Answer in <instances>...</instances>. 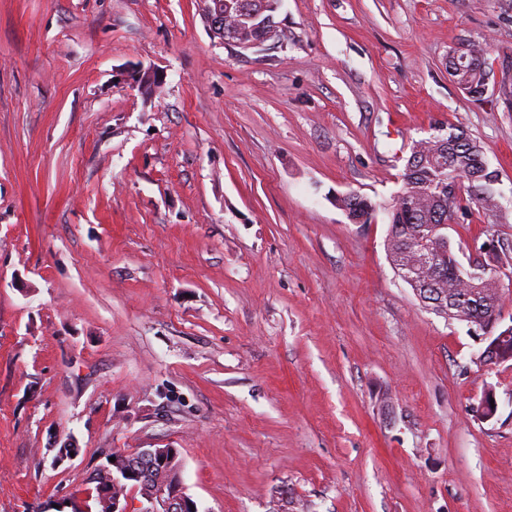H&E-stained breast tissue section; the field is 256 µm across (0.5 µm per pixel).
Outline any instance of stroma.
<instances>
[{
	"label": "stroma",
	"instance_id": "obj_1",
	"mask_svg": "<svg viewBox=\"0 0 512 512\" xmlns=\"http://www.w3.org/2000/svg\"><path fill=\"white\" fill-rule=\"evenodd\" d=\"M277 20L244 51L200 0H0V512L137 448L179 450L199 512H512V362L424 307L384 212L336 205L459 122L499 175L473 222L512 244V0ZM468 41L479 99L448 79ZM202 14L213 32L219 35L224 43V0H201ZM468 45V57L466 50ZM486 50L480 45L469 42L458 46L452 55L455 61L465 62L451 63L448 59V75L456 87L473 98H481L488 89V84L493 74L486 60Z\"/></svg>",
	"mask_w": 512,
	"mask_h": 512
}]
</instances>
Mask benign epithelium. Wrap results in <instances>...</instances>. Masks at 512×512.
Returning a JSON list of instances; mask_svg holds the SVG:
<instances>
[{"mask_svg":"<svg viewBox=\"0 0 512 512\" xmlns=\"http://www.w3.org/2000/svg\"><path fill=\"white\" fill-rule=\"evenodd\" d=\"M202 14L213 32L224 36V0H201ZM238 21L257 23L267 31L265 38L236 44L242 50L260 49L279 32L275 18L256 9L251 0H238ZM469 326V331L484 343L479 359L485 367L512 361V351L504 348L502 341L512 334V324L504 327L505 315L495 309L486 313L472 310L459 316ZM496 398L494 391H485L476 405L477 415L489 421L498 406L491 405ZM94 478L100 482L98 493L104 496L102 505L107 512H198L181 477V464L173 448H137L124 453L114 462L99 467Z\"/></svg>","mask_w":512,"mask_h":512,"instance_id":"7a95c632","label":"benign epithelium"}]
</instances>
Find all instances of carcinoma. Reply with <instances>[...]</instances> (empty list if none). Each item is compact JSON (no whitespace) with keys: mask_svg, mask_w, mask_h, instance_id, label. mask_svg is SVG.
Returning a JSON list of instances; mask_svg holds the SVG:
<instances>
[{"mask_svg":"<svg viewBox=\"0 0 512 512\" xmlns=\"http://www.w3.org/2000/svg\"><path fill=\"white\" fill-rule=\"evenodd\" d=\"M493 74L486 50L468 43L464 62L448 63V75L456 87L473 98H481ZM402 187L390 202L381 203L357 193L336 197V205L354 224L368 223V216L382 210L389 219L386 252L398 275L413 289L435 288L444 294L441 312L457 319L459 305L474 302L486 309L503 306V295L491 272L481 271L476 285L466 282L457 252L478 243L471 236L475 211L492 214L499 200L493 185L497 174L484 159L482 144L463 126L450 123L439 133L413 143L401 174ZM457 215L458 249L443 243L439 250L419 259L421 243L431 241L434 228L448 223V212Z\"/></svg>","mask_w":512,"mask_h":512,"instance_id":"1","label":"carcinoma"}]
</instances>
